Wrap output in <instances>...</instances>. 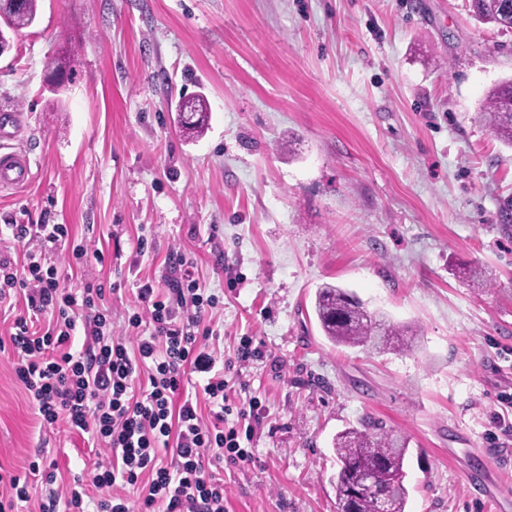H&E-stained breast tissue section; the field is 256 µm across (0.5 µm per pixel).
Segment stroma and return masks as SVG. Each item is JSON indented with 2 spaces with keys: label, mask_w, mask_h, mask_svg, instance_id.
Wrapping results in <instances>:
<instances>
[{
  "label": "stroma",
  "mask_w": 512,
  "mask_h": 512,
  "mask_svg": "<svg viewBox=\"0 0 512 512\" xmlns=\"http://www.w3.org/2000/svg\"><path fill=\"white\" fill-rule=\"evenodd\" d=\"M11 40L0 154L25 151L34 178L0 188V251L38 248L12 225H69L44 256L64 287L104 288L119 334L138 281L192 261L231 396L262 404L250 458L207 467L225 512H338L333 440L365 419L408 439L405 512H512V149L479 117L512 77V29L471 0H40ZM197 93L208 126L188 142L175 106ZM326 283L407 326L409 349L333 345ZM244 337L259 355L241 364ZM17 359L0 347V469L40 457L92 485L94 450L42 425Z\"/></svg>",
  "instance_id": "1"
}]
</instances>
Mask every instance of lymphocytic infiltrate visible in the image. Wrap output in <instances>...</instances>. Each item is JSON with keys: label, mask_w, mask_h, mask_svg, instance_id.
Listing matches in <instances>:
<instances>
[{"label": "lymphocytic infiltrate", "mask_w": 512, "mask_h": 512, "mask_svg": "<svg viewBox=\"0 0 512 512\" xmlns=\"http://www.w3.org/2000/svg\"><path fill=\"white\" fill-rule=\"evenodd\" d=\"M178 275L165 287L137 284L143 313L127 323L136 338L112 332V318L99 308V288H64L56 266L36 254L24 263L0 255V302L22 295L9 340L21 355L15 375L44 424L65 425L90 435L99 449L95 512H129L124 489L138 495L140 512H224V484L210 476L206 459L246 460L242 435L251 434L259 400L232 406L229 382L209 346L214 336L206 309L219 299L207 293L179 259ZM85 341L74 347L76 328ZM148 335H140V328ZM210 408L202 416L193 390ZM44 472L39 512H88L81 479L61 484Z\"/></svg>", "instance_id": "1"}]
</instances>
